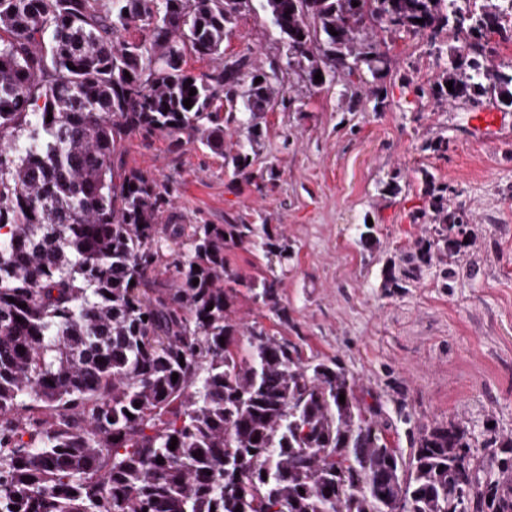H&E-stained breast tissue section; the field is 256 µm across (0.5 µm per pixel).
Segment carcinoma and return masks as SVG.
<instances>
[{"label":"carcinoma","mask_w":512,"mask_h":512,"mask_svg":"<svg viewBox=\"0 0 512 512\" xmlns=\"http://www.w3.org/2000/svg\"><path fill=\"white\" fill-rule=\"evenodd\" d=\"M251 2L0 0V512H457L465 497L512 512V438L485 479L453 423L420 427L404 459L338 360L233 318L243 286L288 322L280 280H247L228 258L244 244L288 258L269 225L162 224L170 190L127 167L125 140L157 133L172 154L198 142L252 177L246 145L288 99L277 62L224 66ZM258 2L308 88L389 71L384 35L403 33L444 60L418 96L512 108V73L485 65L491 37L512 42L493 0ZM449 30L454 45L439 41ZM189 50L217 64L196 74ZM238 84L239 108L220 113ZM231 127L246 142L224 146ZM423 194L439 230L387 271L390 288L424 266L455 275L452 231L469 214L428 174Z\"/></svg>","instance_id":"carcinoma-1"}]
</instances>
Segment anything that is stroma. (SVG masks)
<instances>
[{"label": "stroma", "instance_id": "stroma-1", "mask_svg": "<svg viewBox=\"0 0 512 512\" xmlns=\"http://www.w3.org/2000/svg\"><path fill=\"white\" fill-rule=\"evenodd\" d=\"M388 45L393 64L381 109L349 111L339 82L308 89L298 76L286 79L291 103L267 114L256 147L259 183L197 143L172 155L159 135L133 137L126 162L170 185L162 223L263 217L283 235L288 260L252 246L232 249L229 259L243 277L280 279L289 325L280 328L247 291L237 306L241 323L282 331L304 357L337 359L390 423L402 454L418 426L453 422L484 458L512 437V109L491 99L441 105L418 97L416 84L439 73L442 61L418 37ZM224 51L263 63L286 56L257 6L242 12ZM437 137L448 142L445 155L422 151ZM427 173L472 214L465 245L448 259L456 276L443 284L432 266L406 287H386V269L432 231L413 219L428 207ZM393 177L401 186L395 196L383 191ZM368 221L369 245L360 240Z\"/></svg>", "mask_w": 512, "mask_h": 512}]
</instances>
